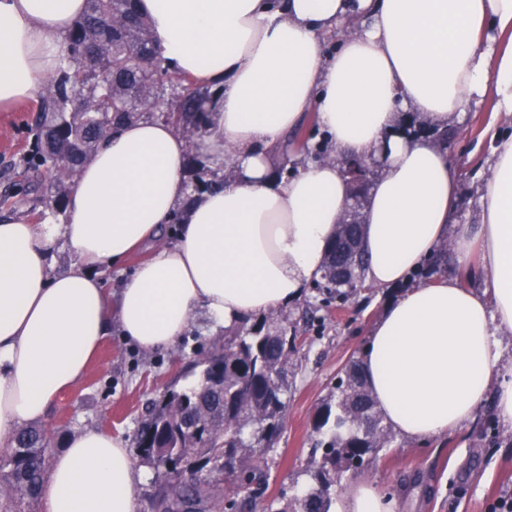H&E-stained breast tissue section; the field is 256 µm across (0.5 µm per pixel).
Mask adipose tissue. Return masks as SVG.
<instances>
[{
	"label": "adipose tissue",
	"mask_w": 512,
	"mask_h": 512,
	"mask_svg": "<svg viewBox=\"0 0 512 512\" xmlns=\"http://www.w3.org/2000/svg\"><path fill=\"white\" fill-rule=\"evenodd\" d=\"M86 0H0V109L35 98L58 69ZM166 61L220 88L201 150L223 187L186 205L187 145L170 125H121L84 163L61 224L0 217V446L42 419L85 378L107 336L169 349L193 312L220 330L287 307L322 274L353 185L342 158L379 165L361 214L366 277L390 291L363 351L376 408L407 439L474 422L493 398L512 426V366L498 336L512 333V135L493 131L492 171L477 221L453 224L458 181L427 133L448 129L475 96L512 115V0H137ZM355 30L336 49V22ZM316 113L331 159L275 172L272 147ZM185 207L175 242L173 212ZM76 261L47 263L57 243ZM477 259L487 282L409 285L439 247ZM149 258L118 294L98 267ZM144 477L123 440L97 428L71 436L41 490L44 512H136ZM336 512H395L375 484L341 491Z\"/></svg>",
	"instance_id": "obj_1"
}]
</instances>
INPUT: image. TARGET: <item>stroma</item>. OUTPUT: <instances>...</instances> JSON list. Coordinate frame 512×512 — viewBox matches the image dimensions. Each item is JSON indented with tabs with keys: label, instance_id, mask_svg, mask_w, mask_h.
<instances>
[{
	"label": "stroma",
	"instance_id": "obj_1",
	"mask_svg": "<svg viewBox=\"0 0 512 512\" xmlns=\"http://www.w3.org/2000/svg\"><path fill=\"white\" fill-rule=\"evenodd\" d=\"M37 100L0 111V194L20 183L18 161L32 148L31 125ZM512 133V118L496 114L491 98L472 100L455 121L447 148L461 191L455 221L471 224L478 209V189L489 174V125ZM386 301L382 290L366 287L345 306L326 304L307 289L294 304L264 315L267 326L285 327L295 336L288 363V392L279 434L268 448L253 449L249 466L263 474L254 497H229L223 475L209 473L219 491V509L202 512H278L289 499L314 487L312 449L317 438L312 419L334 392L336 377L361 360L367 336ZM210 318L199 313L182 343L168 351L145 352L112 335L106 338L84 380L51 405L41 424L56 448L85 427H97L133 443L153 400L166 390L195 381L194 364L222 344L208 335ZM371 479L398 507L397 512H494L504 494L512 495V430L484 404L467 428L424 442L392 435L387 447L368 455L364 465L344 472L343 484Z\"/></svg>",
	"mask_w": 512,
	"mask_h": 512
}]
</instances>
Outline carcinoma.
<instances>
[{"label":"carcinoma","mask_w":512,"mask_h":512,"mask_svg":"<svg viewBox=\"0 0 512 512\" xmlns=\"http://www.w3.org/2000/svg\"><path fill=\"white\" fill-rule=\"evenodd\" d=\"M65 41L63 66L47 80L34 121L35 149L22 159L23 175H48L46 199L55 214L64 213L69 183L117 126L151 116L173 125L192 144L215 97L210 88L164 66L136 0H86L84 14ZM147 62L159 68V78L143 76ZM361 236L362 225H339L316 290L334 293L346 303L364 287L362 250L345 260L338 254L342 242ZM446 265L445 246L413 278L427 279ZM295 341L286 327L270 332L255 324L226 330L224 350L200 362L193 386L151 404L135 442L161 486L175 491L171 503L165 495L160 498L164 512L174 507L195 512L201 504L206 481H181L188 468L210 464L233 478L238 489L261 480L260 472L244 470L246 451L270 446L279 431ZM336 390L338 399L324 403L314 417V431L323 435L317 442L323 453L313 474L316 487L298 499V512H329L342 474L362 467L368 454L390 443L388 426L375 410L359 365L353 362L337 376ZM52 441L53 434L41 427L15 432L0 457V485L8 488L0 512H23L20 505L38 502Z\"/></svg>","instance_id":"cac0c4a2"}]
</instances>
